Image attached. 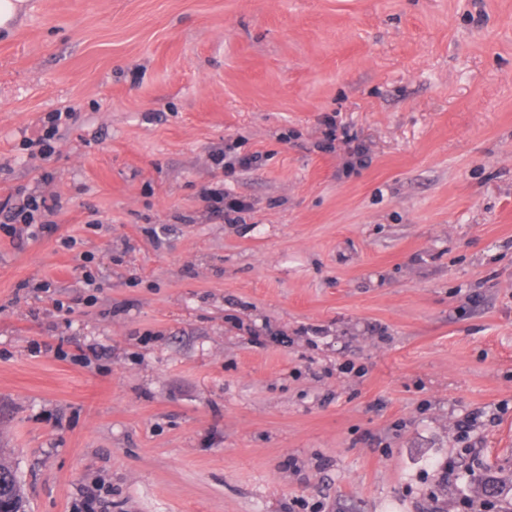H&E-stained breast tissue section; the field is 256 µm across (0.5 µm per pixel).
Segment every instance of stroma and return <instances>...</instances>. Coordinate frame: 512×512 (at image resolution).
Segmentation results:
<instances>
[{"label": "stroma", "mask_w": 512, "mask_h": 512, "mask_svg": "<svg viewBox=\"0 0 512 512\" xmlns=\"http://www.w3.org/2000/svg\"><path fill=\"white\" fill-rule=\"evenodd\" d=\"M34 191L50 231L0 229L28 512L512 499V0H28L0 202Z\"/></svg>", "instance_id": "stroma-1"}]
</instances>
